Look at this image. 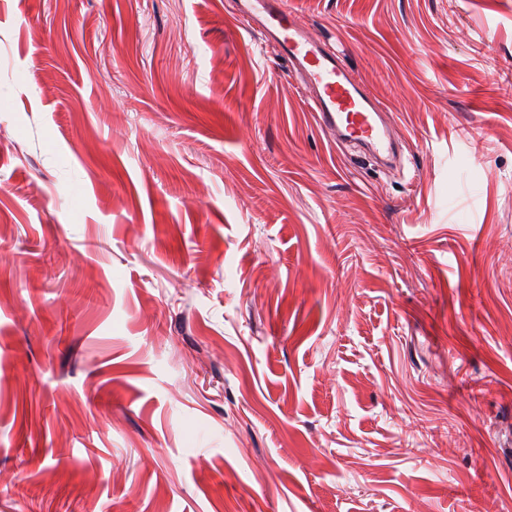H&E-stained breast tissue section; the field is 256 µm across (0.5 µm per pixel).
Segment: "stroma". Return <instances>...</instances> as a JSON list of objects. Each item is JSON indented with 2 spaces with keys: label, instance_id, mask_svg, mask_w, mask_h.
I'll return each instance as SVG.
<instances>
[{
  "label": "stroma",
  "instance_id": "1",
  "mask_svg": "<svg viewBox=\"0 0 512 512\" xmlns=\"http://www.w3.org/2000/svg\"><path fill=\"white\" fill-rule=\"evenodd\" d=\"M0 0V512H512V0ZM238 14L299 77L319 127L337 145L355 146L379 167L403 153L384 108L286 0H239Z\"/></svg>",
  "mask_w": 512,
  "mask_h": 512
}]
</instances>
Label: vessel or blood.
Wrapping results in <instances>:
<instances>
[{"instance_id":"vessel-or-blood-1","label":"vessel or blood","mask_w":512,"mask_h":512,"mask_svg":"<svg viewBox=\"0 0 512 512\" xmlns=\"http://www.w3.org/2000/svg\"><path fill=\"white\" fill-rule=\"evenodd\" d=\"M238 14L299 77L319 127L333 141L355 146L360 156L380 167L403 153L404 144L380 103L287 0H239Z\"/></svg>"}]
</instances>
